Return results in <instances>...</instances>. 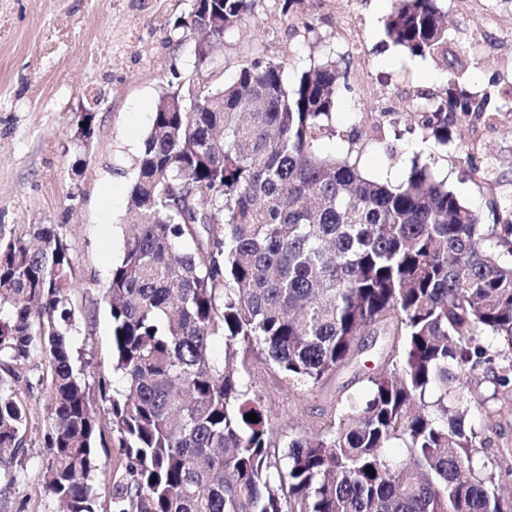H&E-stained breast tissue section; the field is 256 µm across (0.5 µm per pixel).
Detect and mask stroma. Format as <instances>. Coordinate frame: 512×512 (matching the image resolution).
<instances>
[{"label": "stroma", "instance_id": "obj_1", "mask_svg": "<svg viewBox=\"0 0 512 512\" xmlns=\"http://www.w3.org/2000/svg\"><path fill=\"white\" fill-rule=\"evenodd\" d=\"M191 0H0V228L25 231L33 224L61 228L77 284L74 352L89 362L86 383L99 374L113 387L112 317L104 299L113 265L123 254L121 224L133 167L149 133L155 103L168 85L192 69L194 38H172V25ZM451 29V48L464 68L459 89L473 98L492 94L489 120L463 122V138L440 144L422 138L412 119L385 126L380 144H367L359 168L373 179L397 183L412 159L429 164L472 208L512 198V0H439ZM392 0H304L299 13L311 20L318 40L301 42L280 0H257L244 37H225L214 55L220 82L231 81L250 43L284 61L289 79L333 56L349 64L347 89L336 98L338 136L323 141L326 153L345 155L347 134L362 118L410 102L415 92L444 94L448 73L430 59L413 57L384 40ZM100 96L89 148L76 145L81 109ZM378 360L356 358L313 391H294L258 353L240 367L260 394L275 427L272 443L285 453L288 435L328 421L337 398L362 395ZM486 367L476 369L482 377ZM489 399L484 419L486 453L512 462V401ZM32 424L16 464L17 479L0 490V512H58L42 491L38 473L45 450L41 386L25 388Z\"/></svg>", "mask_w": 512, "mask_h": 512}]
</instances>
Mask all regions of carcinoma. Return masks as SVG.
I'll list each match as a JSON object with an SVG mask.
<instances>
[{
	"label": "carcinoma",
	"instance_id": "cac0c4a2",
	"mask_svg": "<svg viewBox=\"0 0 512 512\" xmlns=\"http://www.w3.org/2000/svg\"><path fill=\"white\" fill-rule=\"evenodd\" d=\"M254 2L192 0L174 25L179 40L200 37L194 66L156 101L104 295L124 390L104 375L97 399L86 390L59 226L0 231V466L25 446L17 383L39 350L40 481L62 512H98V449L112 447L122 458L104 473L110 512H512L500 493L512 466L479 457L485 400L469 379L492 365L494 393L512 399V203L491 202L488 224L427 164L392 185L363 175L356 139L343 157L324 154L321 140L341 135L332 115L348 77L332 58L291 83L260 54L219 84L212 47L241 31ZM384 35L448 63L436 0H394ZM456 75L445 95L409 105L421 134L443 144L491 102L459 90ZM391 113L361 136L382 141ZM366 336L397 342L364 396L338 398L334 419L290 439L281 465L238 355L264 353L306 391L368 349Z\"/></svg>",
	"mask_w": 512,
	"mask_h": 512
}]
</instances>
